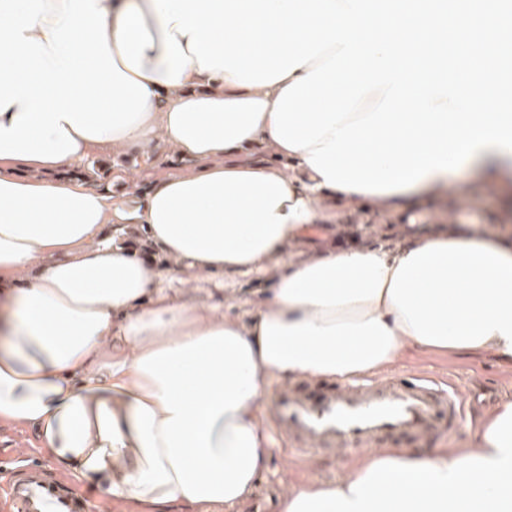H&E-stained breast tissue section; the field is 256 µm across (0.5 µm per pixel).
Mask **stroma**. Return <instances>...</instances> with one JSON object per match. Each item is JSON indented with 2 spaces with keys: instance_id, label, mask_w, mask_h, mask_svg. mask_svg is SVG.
Returning a JSON list of instances; mask_svg holds the SVG:
<instances>
[{
  "instance_id": "obj_1",
  "label": "stroma",
  "mask_w": 512,
  "mask_h": 512,
  "mask_svg": "<svg viewBox=\"0 0 512 512\" xmlns=\"http://www.w3.org/2000/svg\"><path fill=\"white\" fill-rule=\"evenodd\" d=\"M194 160L181 156L176 149L164 142L151 144L147 150L134 153L115 148L92 155L84 168L94 176V184L108 188L113 199L131 205L149 193L155 178L161 172L186 173L195 168ZM458 188L455 195L429 202L418 210L412 220H401V227L423 229L429 224L441 223L448 214H456L458 220L481 224L489 232L508 235L512 233V199L502 196L490 184L474 185L466 171L454 176ZM272 274L267 270H254L231 276L196 275L190 293L197 303H216L225 297L238 300L237 313H245L249 300L260 295L268 287ZM394 374L414 373L429 377L445 385L479 384L492 382L494 393L512 390V366L504 364L489 353L439 354L417 348L407 349L393 369ZM294 466L298 479L312 483H331L344 475V461L340 457L296 458L286 439L273 437L272 454L261 479L270 481L271 494H283V472L286 466Z\"/></svg>"
}]
</instances>
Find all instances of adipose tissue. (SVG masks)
Listing matches in <instances>:
<instances>
[{
	"instance_id": "adipose-tissue-1",
	"label": "adipose tissue",
	"mask_w": 512,
	"mask_h": 512,
	"mask_svg": "<svg viewBox=\"0 0 512 512\" xmlns=\"http://www.w3.org/2000/svg\"><path fill=\"white\" fill-rule=\"evenodd\" d=\"M163 28L154 0H0V420L110 499L231 506L272 453L271 378L370 377L409 346L511 360L512 240L448 223L338 248L339 211L422 207L450 172L386 193L326 186L307 151L275 144L282 82L240 86L194 62L163 83ZM156 137L196 169L135 206L70 176L95 151ZM264 145L282 166L250 158ZM465 166L512 190V150ZM109 224L145 226L149 258L109 240ZM317 224L312 258L286 260ZM185 266L275 279L243 323L157 291L165 275L190 289ZM344 458L335 483H287L281 512H512V398L475 447Z\"/></svg>"
}]
</instances>
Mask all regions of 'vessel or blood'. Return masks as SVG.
<instances>
[{"instance_id": "vessel-or-blood-1", "label": "vessel or blood", "mask_w": 512, "mask_h": 512, "mask_svg": "<svg viewBox=\"0 0 512 512\" xmlns=\"http://www.w3.org/2000/svg\"><path fill=\"white\" fill-rule=\"evenodd\" d=\"M468 393L417 377L358 384L298 379L276 386L266 404L275 433L302 456L360 450L386 440L422 441L455 428ZM0 512H99L74 480L31 462L6 479Z\"/></svg>"}]
</instances>
